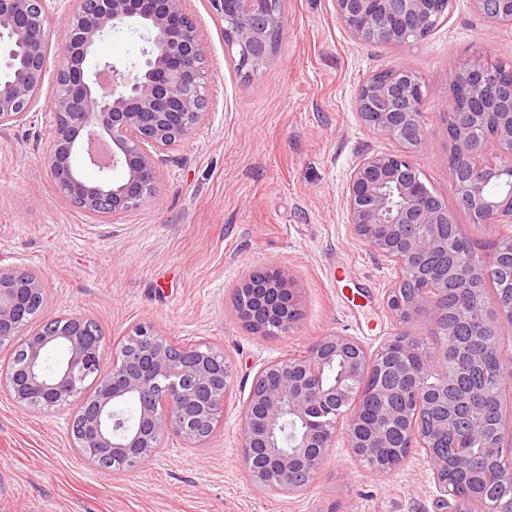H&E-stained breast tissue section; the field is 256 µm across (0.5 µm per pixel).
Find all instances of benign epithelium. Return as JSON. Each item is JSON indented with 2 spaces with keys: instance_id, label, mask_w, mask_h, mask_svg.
Returning a JSON list of instances; mask_svg holds the SVG:
<instances>
[{
  "instance_id": "1",
  "label": "benign epithelium",
  "mask_w": 512,
  "mask_h": 512,
  "mask_svg": "<svg viewBox=\"0 0 512 512\" xmlns=\"http://www.w3.org/2000/svg\"><path fill=\"white\" fill-rule=\"evenodd\" d=\"M50 0H0V127L23 121L40 100L50 54ZM185 0H77L66 19L56 88L51 148L44 156L63 197L92 217L138 211L160 176L159 156L190 137L201 121L207 55ZM233 25L230 48L240 60L268 59L283 32L277 0H213ZM490 26L512 23V0H472ZM340 23L359 40L380 32L400 42L427 36L448 0H335ZM142 29L143 61L128 70L111 62L85 75L84 64L114 30ZM490 66H468L448 83L449 172L455 207L432 194L410 154L425 147L424 98L407 65L376 72L358 89L356 108L373 131L396 140V153H368L346 188L348 224L370 250L393 263L398 278L387 305L404 324L424 317L430 343L419 349L401 330L368 351L355 337L328 332L303 352L261 367L241 411V462L253 486L290 494L305 491L343 435L346 448L379 476L424 456L439 512H499L477 491L508 482L501 461L512 456V355L486 339L512 326V232L493 240L483 259L460 280L457 259L472 247L456 211L487 224H512V191L492 196L493 183L512 185V67L492 80ZM494 143V152L488 151ZM88 157L96 182L76 164ZM121 167L126 175L114 181ZM16 264H0V391L18 406L48 414L74 406L70 432L88 463L129 473L156 457L164 437L198 448L224 414L232 367L209 343L181 347L149 321L112 346L86 319L46 318L42 279ZM238 321L254 332L291 336L299 328L300 298L278 270L246 274L237 287ZM24 345L22 356L15 354ZM63 361L50 376L48 353ZM340 366L335 381L326 369ZM494 369L505 376L487 382ZM137 401L132 421L126 400ZM298 427L284 438L285 424Z\"/></svg>"
}]
</instances>
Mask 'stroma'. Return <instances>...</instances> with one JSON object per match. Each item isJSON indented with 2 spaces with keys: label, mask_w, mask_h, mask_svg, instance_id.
I'll return each instance as SVG.
<instances>
[{
  "label": "stroma",
  "mask_w": 512,
  "mask_h": 512,
  "mask_svg": "<svg viewBox=\"0 0 512 512\" xmlns=\"http://www.w3.org/2000/svg\"><path fill=\"white\" fill-rule=\"evenodd\" d=\"M185 8L206 45L207 105L194 134L162 154L154 197L114 219L89 218L61 197L43 160L58 65L50 57L42 101L0 128V262L41 276L48 315L90 318L106 345L149 321L180 344L222 347L234 369L224 417L202 447L170 435L155 460L116 475L75 452L71 407L34 414L0 393V512H437L420 457L378 476L340 444L304 492L256 490L241 462L240 412L267 362L331 331L372 350L404 327L386 305L394 269L347 221L346 183L360 155L400 149L360 118V85L399 64L419 75L427 144L413 162L432 192L452 200L448 74L480 56L512 64V25L489 27L471 0H451L425 38L371 44L341 25L334 0H282L278 46L244 73L212 0ZM143 46L121 29L93 59L128 67ZM257 269L280 270L299 293L294 335L263 336L236 319L234 289ZM404 328L427 333L421 319Z\"/></svg>",
  "instance_id": "obj_1"
}]
</instances>
